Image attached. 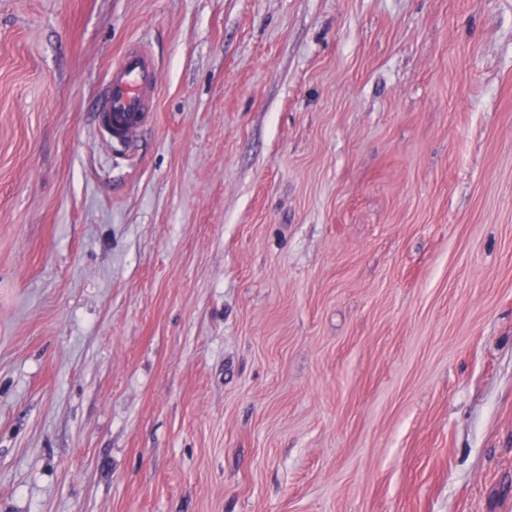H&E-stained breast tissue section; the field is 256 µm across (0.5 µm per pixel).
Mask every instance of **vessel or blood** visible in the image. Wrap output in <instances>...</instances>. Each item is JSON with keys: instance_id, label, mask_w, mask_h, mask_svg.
I'll list each match as a JSON object with an SVG mask.
<instances>
[{"instance_id": "1", "label": "vessel or blood", "mask_w": 512, "mask_h": 512, "mask_svg": "<svg viewBox=\"0 0 512 512\" xmlns=\"http://www.w3.org/2000/svg\"><path fill=\"white\" fill-rule=\"evenodd\" d=\"M159 74L149 49L131 42L113 65L104 106L96 113L98 132L113 146L126 147L153 118Z\"/></svg>"}]
</instances>
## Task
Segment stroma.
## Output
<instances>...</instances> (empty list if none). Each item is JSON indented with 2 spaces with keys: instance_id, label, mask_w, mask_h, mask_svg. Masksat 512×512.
<instances>
[{
  "instance_id": "35a3bbf8",
  "label": "stroma",
  "mask_w": 512,
  "mask_h": 512,
  "mask_svg": "<svg viewBox=\"0 0 512 512\" xmlns=\"http://www.w3.org/2000/svg\"><path fill=\"white\" fill-rule=\"evenodd\" d=\"M0 512H512V0H0ZM158 88V68L149 49L131 42L112 66L103 109L96 112L101 137L115 147L129 145L152 120Z\"/></svg>"
}]
</instances>
